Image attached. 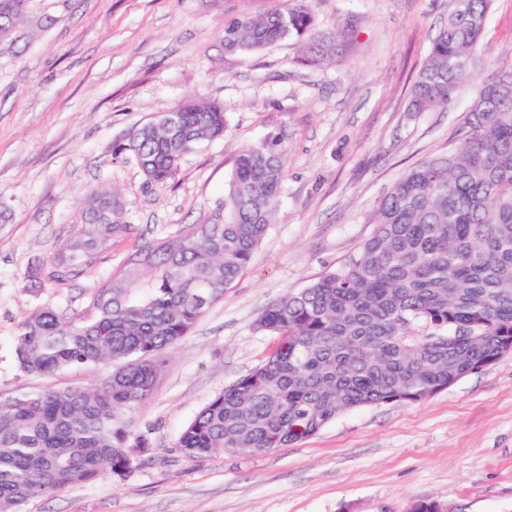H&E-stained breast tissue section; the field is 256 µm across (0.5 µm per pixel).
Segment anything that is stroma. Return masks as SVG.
Segmentation results:
<instances>
[{"mask_svg": "<svg viewBox=\"0 0 512 512\" xmlns=\"http://www.w3.org/2000/svg\"><path fill=\"white\" fill-rule=\"evenodd\" d=\"M285 0H29L0 41V399L86 384L90 367L21 371L18 324L49 305L86 309L91 289L146 238L208 222L237 153L287 154L274 218L245 272L168 353L150 401L131 415L150 448L127 477H104L26 512H512V352L415 403L348 410L300 442L254 454L185 457L186 425L261 366L277 336L255 323L273 302L334 272L376 229V210L419 163L466 132L483 81L512 65V0H492L470 76L446 109L412 112L409 91L453 0H314L339 27L340 65L298 60L294 40L250 55L224 49V24ZM198 96L223 104V138L150 189L114 157L131 132ZM122 193L130 226L110 251L34 291L32 273L81 222L80 199Z\"/></svg>", "mask_w": 512, "mask_h": 512, "instance_id": "obj_1", "label": "stroma"}]
</instances>
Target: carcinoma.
I'll use <instances>...</instances> for the list:
<instances>
[{
    "instance_id": "obj_1",
    "label": "carcinoma",
    "mask_w": 512,
    "mask_h": 512,
    "mask_svg": "<svg viewBox=\"0 0 512 512\" xmlns=\"http://www.w3.org/2000/svg\"><path fill=\"white\" fill-rule=\"evenodd\" d=\"M490 0H455L410 89V111L444 109L466 82ZM299 42L310 66L335 64L342 35L315 28L309 0L241 15L224 49L250 54ZM175 122L158 117L118 153L146 184L174 180L184 158L224 135L223 108L191 99ZM465 136L448 155L397 181L377 208L374 235L335 272L272 303L257 328L279 336L268 360L216 396L185 427L190 459L268 451L308 438L349 409L417 402L512 347V68L480 87ZM285 175L277 145L239 151L224 192V222L138 247L93 288L88 310L45 306L13 337L19 368L52 376L112 367L85 386L0 400V512L103 475L122 479L149 440L124 412L151 398L167 353L247 268L272 220ZM111 188L82 202L81 224L50 259L47 280L87 266L125 235ZM421 322L433 332L419 336Z\"/></svg>"
}]
</instances>
